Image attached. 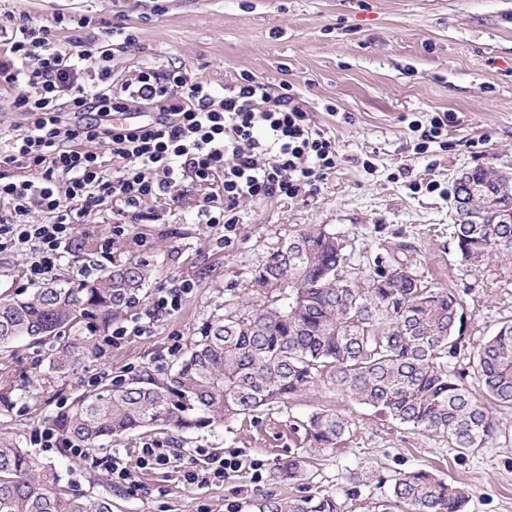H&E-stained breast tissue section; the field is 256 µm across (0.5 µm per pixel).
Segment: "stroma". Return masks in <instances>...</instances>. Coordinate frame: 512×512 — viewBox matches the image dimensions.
<instances>
[{
  "label": "stroma",
  "mask_w": 512,
  "mask_h": 512,
  "mask_svg": "<svg viewBox=\"0 0 512 512\" xmlns=\"http://www.w3.org/2000/svg\"><path fill=\"white\" fill-rule=\"evenodd\" d=\"M63 16L56 41L80 52L86 16L97 27H131L134 44H112L114 81L145 63L174 62L196 78L233 87L241 74L288 82L304 109L336 140V167L316 191L294 199L241 203L231 243L194 223L187 204L151 203L149 219L128 225L110 248L115 263L147 266L135 311L160 290L188 279L181 309L155 319L99 359L54 371L46 346L23 340L0 354V375L14 405L0 410V432L56 468L64 486L111 498L113 512H253L260 495L329 493L345 512H373L387 483L417 468L468 485L467 512H512V406H497L498 430L487 448L463 456L441 435L391 423L319 387L223 427L179 433L162 426L113 439L86 457L36 445V432L73 404L97 378L117 390L144 373L161 377L180 363L172 342L189 347L215 320L245 306L255 270L296 230L325 227L343 242L354 269L374 260L401 267L465 300L466 345L453 359L469 365L478 343L512 325V259L495 254L480 268L464 263L451 237L454 180L476 167L512 176V0H0V14ZM450 112L447 147L413 154L411 121ZM328 410L354 425L341 448L313 456L294 481L274 478L281 459L303 452L298 423ZM158 441L181 449L177 467L138 474L128 494L112 486L113 452ZM239 456L224 482L187 486L197 449ZM260 462L253 472L251 462ZM382 475L384 487L352 484L353 472Z\"/></svg>",
  "instance_id": "stroma-1"
}]
</instances>
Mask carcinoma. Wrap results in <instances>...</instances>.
Returning <instances> with one entry per match:
<instances>
[{
  "label": "carcinoma",
  "mask_w": 512,
  "mask_h": 512,
  "mask_svg": "<svg viewBox=\"0 0 512 512\" xmlns=\"http://www.w3.org/2000/svg\"><path fill=\"white\" fill-rule=\"evenodd\" d=\"M502 175L482 168L468 181L498 191ZM463 261L512 257V223L454 219ZM342 241L322 228L292 235L253 277L262 303L207 325L169 376L147 373L107 396L84 395L65 417L66 437L99 443L162 424L178 432L212 428L321 384L400 425L448 438L466 455L497 431L467 382L474 375L492 400L512 405V325L483 340L468 372L451 367L465 340L459 295L433 288L403 268L373 265L352 276ZM148 273L137 262L105 266L91 281L50 280L29 294L0 295V352L19 338L53 340L58 372L99 352V332L138 301ZM352 420L334 412L300 422L317 452L335 451ZM305 460L288 458L274 473L300 477ZM391 498L405 512H463L469 490L426 470L394 479ZM256 512H343L331 494L254 502ZM0 512H112V500L69 496L58 476L16 437L0 433Z\"/></svg>",
  "instance_id": "1"
}]
</instances>
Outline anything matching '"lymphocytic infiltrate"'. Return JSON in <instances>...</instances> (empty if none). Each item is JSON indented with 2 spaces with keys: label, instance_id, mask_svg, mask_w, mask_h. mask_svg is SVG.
<instances>
[{
  "label": "lymphocytic infiltrate",
  "instance_id": "lymphocytic-infiltrate-1",
  "mask_svg": "<svg viewBox=\"0 0 512 512\" xmlns=\"http://www.w3.org/2000/svg\"><path fill=\"white\" fill-rule=\"evenodd\" d=\"M58 19L7 15L0 23V85L17 89L20 133L0 134V251H31L28 283L50 277L76 225L108 203L124 221L143 220L148 203L182 202L198 186L197 222L235 231L246 200L293 199L316 190L336 167V143L306 112L291 85L243 75L219 90L172 65L140 67L111 89V55L90 40L77 54L56 44ZM223 203H215L211 186ZM44 217L35 223L34 214ZM194 288L181 280L157 293L113 343L146 333L161 314L182 307ZM180 452L151 442L112 455L115 487L133 490L138 472L175 466Z\"/></svg>",
  "mask_w": 512,
  "mask_h": 512
}]
</instances>
